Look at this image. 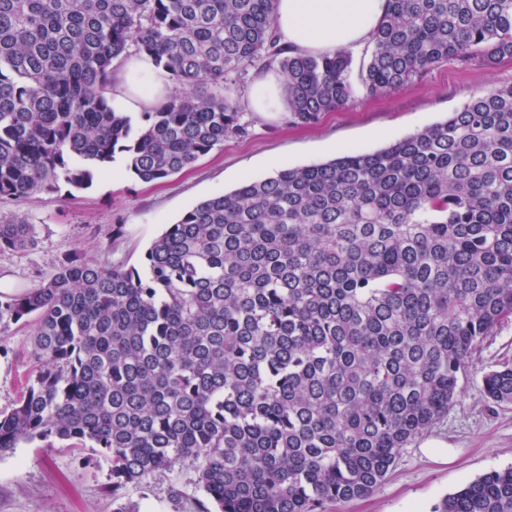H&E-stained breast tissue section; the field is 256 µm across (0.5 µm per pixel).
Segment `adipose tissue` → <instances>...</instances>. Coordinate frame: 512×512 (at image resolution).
<instances>
[{
    "label": "adipose tissue",
    "mask_w": 512,
    "mask_h": 512,
    "mask_svg": "<svg viewBox=\"0 0 512 512\" xmlns=\"http://www.w3.org/2000/svg\"><path fill=\"white\" fill-rule=\"evenodd\" d=\"M387 0H278L276 28L282 43L301 54H324L343 49L360 53L381 21ZM116 89L128 110L143 111L165 93L151 63L131 57L118 74ZM286 95L282 76L270 69L259 72L250 89L254 111H279Z\"/></svg>",
    "instance_id": "ef3b65f1"
}]
</instances>
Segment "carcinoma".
I'll return each mask as SVG.
<instances>
[{
    "label": "carcinoma",
    "instance_id": "obj_1",
    "mask_svg": "<svg viewBox=\"0 0 512 512\" xmlns=\"http://www.w3.org/2000/svg\"><path fill=\"white\" fill-rule=\"evenodd\" d=\"M277 0H0V200L82 188L126 155L153 183L244 132L238 89L277 66L293 122L356 88L390 94L442 60H512V0H387L353 56L277 44ZM174 85L132 116L119 62ZM34 244L0 218V251ZM512 315V85L374 152L282 165L204 200L143 269L79 256L0 295L33 367L0 412V453L52 438L100 450L112 497L190 462L215 512H324L373 493L448 414L473 353ZM512 403V367L482 377ZM434 512H512V467Z\"/></svg>",
    "mask_w": 512,
    "mask_h": 512
}]
</instances>
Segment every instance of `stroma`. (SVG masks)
I'll use <instances>...</instances> for the list:
<instances>
[{
  "label": "stroma",
  "mask_w": 512,
  "mask_h": 512,
  "mask_svg": "<svg viewBox=\"0 0 512 512\" xmlns=\"http://www.w3.org/2000/svg\"><path fill=\"white\" fill-rule=\"evenodd\" d=\"M512 84V60L488 66L453 60L436 64L390 95H357L312 126H295L288 110L251 111L250 81L240 88L245 131L225 138L187 171L155 184L131 173L95 172L91 185L55 190L6 203L0 215L20 214L36 243L0 251V293L36 287L72 256L108 265L141 267L146 250L167 225L194 205L271 175L282 163H321L349 150L371 152L443 120L470 97ZM30 338L18 325L0 333V411L10 409L29 373ZM474 369L454 405L434 427L403 448L385 482L371 496L331 504L327 512H432L465 482L512 465V404L493 405L482 391L485 372L512 366V316L474 353ZM453 448V461L426 456L424 448ZM191 469L177 468L127 485L112 495L108 460L92 448L36 441L0 454V512H209L211 504Z\"/></svg>",
  "instance_id": "obj_1"
}]
</instances>
